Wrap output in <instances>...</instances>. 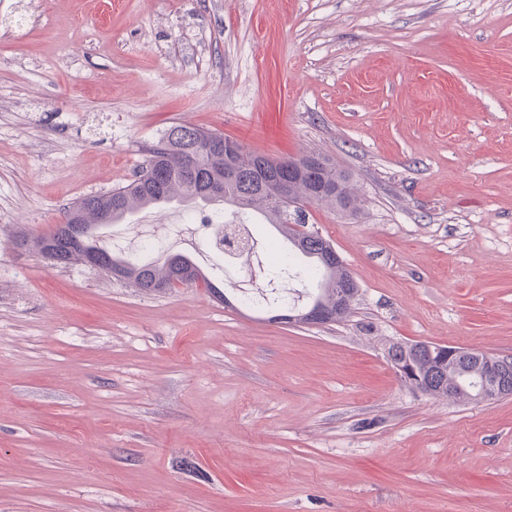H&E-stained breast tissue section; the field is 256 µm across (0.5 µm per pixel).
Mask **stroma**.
<instances>
[{"label":"stroma","instance_id":"35a3bbf8","mask_svg":"<svg viewBox=\"0 0 512 512\" xmlns=\"http://www.w3.org/2000/svg\"><path fill=\"white\" fill-rule=\"evenodd\" d=\"M178 124L351 173L357 215L308 209L346 321L16 249ZM388 340L512 357V0H0V512H512V395L430 397Z\"/></svg>","mask_w":512,"mask_h":512}]
</instances>
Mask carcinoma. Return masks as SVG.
I'll list each match as a JSON object with an SVG mask.
<instances>
[{"label": "carcinoma", "mask_w": 512, "mask_h": 512, "mask_svg": "<svg viewBox=\"0 0 512 512\" xmlns=\"http://www.w3.org/2000/svg\"><path fill=\"white\" fill-rule=\"evenodd\" d=\"M304 162L303 157L274 160L248 151L220 133L176 125L148 149L145 164L128 183L81 199L68 209L77 214L76 219L56 225L46 235H21L15 245L38 251L54 265L85 263L94 255L112 270V277L143 291L197 282L210 288L212 284L188 256L175 253L161 262L139 264L99 245L98 230L138 210L173 202L224 205L235 214L259 215L274 225L288 241V254L274 270L280 273L290 268L291 260L298 256L308 259V266L295 268L296 274L316 284L308 299L332 314L340 313L344 321L360 288L345 266L327 267L325 257L331 243L306 229V207L325 204L355 213L359 202L347 172L325 159L318 175L304 168ZM282 178L294 183L288 199L280 196ZM424 346V342H393L387 348V358L412 367L415 376L428 384L426 393L433 398L452 393L460 400L478 399L484 381L476 364H464L452 373L438 345H433L431 354Z\"/></svg>", "instance_id": "obj_1"}]
</instances>
